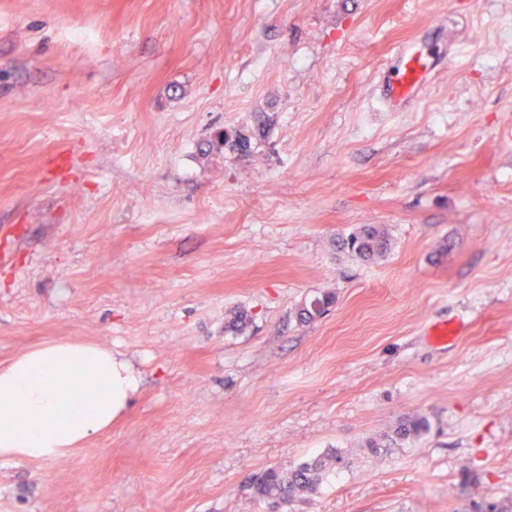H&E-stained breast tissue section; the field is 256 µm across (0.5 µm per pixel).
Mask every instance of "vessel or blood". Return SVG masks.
I'll use <instances>...</instances> for the list:
<instances>
[{
	"instance_id": "vessel-or-blood-1",
	"label": "vessel or blood",
	"mask_w": 512,
	"mask_h": 512,
	"mask_svg": "<svg viewBox=\"0 0 512 512\" xmlns=\"http://www.w3.org/2000/svg\"><path fill=\"white\" fill-rule=\"evenodd\" d=\"M435 67L434 59L420 52L413 43H404L396 53L392 75L387 76L382 85L384 106L394 112L400 111L406 102L421 94Z\"/></svg>"
}]
</instances>
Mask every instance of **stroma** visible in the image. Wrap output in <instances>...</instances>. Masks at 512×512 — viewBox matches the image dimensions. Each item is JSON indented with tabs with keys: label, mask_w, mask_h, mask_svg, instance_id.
<instances>
[{
	"label": "stroma",
	"mask_w": 512,
	"mask_h": 512,
	"mask_svg": "<svg viewBox=\"0 0 512 512\" xmlns=\"http://www.w3.org/2000/svg\"><path fill=\"white\" fill-rule=\"evenodd\" d=\"M511 23L512 0H0V367L71 339L140 374L68 457L0 460V512H269L254 474L334 450L288 512L512 505ZM408 40L437 67L390 112ZM360 224L385 258L337 250ZM413 414L425 436L368 453Z\"/></svg>",
	"instance_id": "35a3bbf8"
}]
</instances>
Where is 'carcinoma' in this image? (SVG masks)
<instances>
[{
    "mask_svg": "<svg viewBox=\"0 0 512 512\" xmlns=\"http://www.w3.org/2000/svg\"><path fill=\"white\" fill-rule=\"evenodd\" d=\"M392 242L385 226L361 224L345 238L338 241V248L364 262L374 263L391 250ZM429 420L422 415L404 418L393 430L379 440H371L367 448L371 455L387 454L400 441L415 440L428 432ZM346 464L345 456L334 450L323 456L304 461L289 470L269 468L256 478L255 493L258 497L276 504L279 508L290 505L298 498L316 495L326 474Z\"/></svg>",
    "mask_w": 512,
    "mask_h": 512,
    "instance_id": "1",
    "label": "carcinoma"
}]
</instances>
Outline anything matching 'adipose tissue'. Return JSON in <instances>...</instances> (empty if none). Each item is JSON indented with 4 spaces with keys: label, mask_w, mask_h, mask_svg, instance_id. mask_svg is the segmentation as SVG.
Masks as SVG:
<instances>
[{
    "label": "adipose tissue",
    "mask_w": 512,
    "mask_h": 512,
    "mask_svg": "<svg viewBox=\"0 0 512 512\" xmlns=\"http://www.w3.org/2000/svg\"><path fill=\"white\" fill-rule=\"evenodd\" d=\"M138 380L111 347L57 340L0 368V458L61 459L108 430Z\"/></svg>",
    "instance_id": "ef3b65f1"
}]
</instances>
